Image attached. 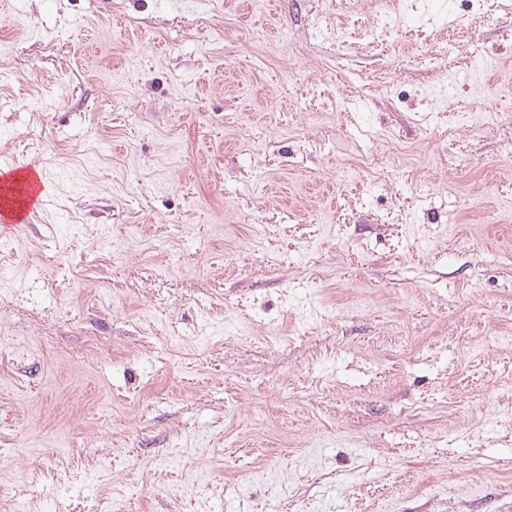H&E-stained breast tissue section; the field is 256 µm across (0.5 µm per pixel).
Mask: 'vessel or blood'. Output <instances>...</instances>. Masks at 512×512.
Masks as SVG:
<instances>
[{
  "instance_id": "1",
  "label": "vessel or blood",
  "mask_w": 512,
  "mask_h": 512,
  "mask_svg": "<svg viewBox=\"0 0 512 512\" xmlns=\"http://www.w3.org/2000/svg\"><path fill=\"white\" fill-rule=\"evenodd\" d=\"M46 183L42 170L5 159L0 161V226L18 228L42 209Z\"/></svg>"
}]
</instances>
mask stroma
I'll return each mask as SVG.
<instances>
[{
	"label": "stroma",
	"mask_w": 512,
	"mask_h": 512,
	"mask_svg": "<svg viewBox=\"0 0 512 512\" xmlns=\"http://www.w3.org/2000/svg\"><path fill=\"white\" fill-rule=\"evenodd\" d=\"M1 155L0 512H512V0H6ZM1 228H18L31 222L46 198L43 171L14 160L0 161ZM14 196L18 200H14Z\"/></svg>",
	"instance_id": "obj_1"
}]
</instances>
